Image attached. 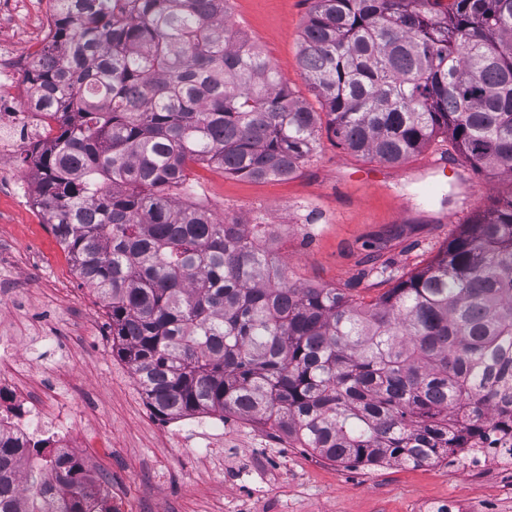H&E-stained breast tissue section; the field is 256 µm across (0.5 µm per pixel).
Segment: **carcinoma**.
Wrapping results in <instances>:
<instances>
[{
    "instance_id": "carcinoma-1",
    "label": "carcinoma",
    "mask_w": 512,
    "mask_h": 512,
    "mask_svg": "<svg viewBox=\"0 0 512 512\" xmlns=\"http://www.w3.org/2000/svg\"><path fill=\"white\" fill-rule=\"evenodd\" d=\"M311 0L314 112L227 25L231 0H56L28 80L52 139L35 203L104 303L112 351L163 419L227 414L350 465L448 458L499 411L512 428V193L365 303L295 285L255 225L217 221L188 163L288 178L321 118L402 164L449 138L512 177V0ZM0 434V512H96L75 459Z\"/></svg>"
}]
</instances>
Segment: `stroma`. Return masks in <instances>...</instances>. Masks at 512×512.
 Masks as SVG:
<instances>
[{
  "label": "stroma",
  "instance_id": "stroma-1",
  "mask_svg": "<svg viewBox=\"0 0 512 512\" xmlns=\"http://www.w3.org/2000/svg\"><path fill=\"white\" fill-rule=\"evenodd\" d=\"M309 0H232L230 26L244 32L296 96L320 110L299 63ZM447 167L427 171L429 159ZM197 196L218 219L267 225L289 282L346 288L369 302L396 275L426 266L475 211L512 192V179L472 170L444 138L400 165L353 155L320 130L312 156L291 177L253 180L217 165L189 164ZM0 319L12 322L21 352L55 375L87 419L90 459L109 477L112 512H414L428 499L489 498L512 512V483L466 479L446 468L347 467L307 448H272L277 466L257 478L251 501L224 470L252 463L258 425L230 419L223 435L174 433L153 414L130 368L112 353V326L80 277L33 194L0 184Z\"/></svg>",
  "mask_w": 512,
  "mask_h": 512
}]
</instances>
